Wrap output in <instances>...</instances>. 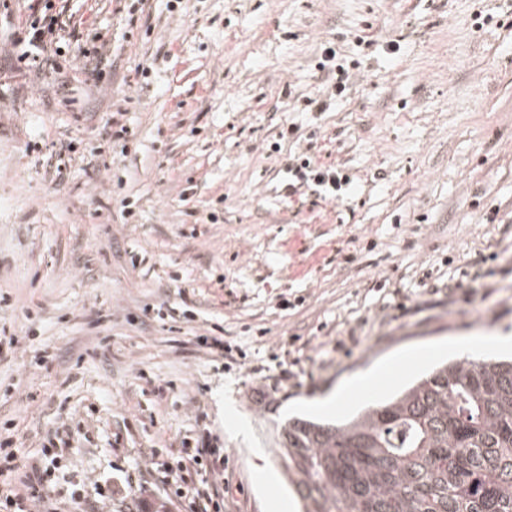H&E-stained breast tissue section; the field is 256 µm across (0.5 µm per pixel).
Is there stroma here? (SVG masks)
<instances>
[{
    "label": "stroma",
    "instance_id": "1",
    "mask_svg": "<svg viewBox=\"0 0 512 512\" xmlns=\"http://www.w3.org/2000/svg\"><path fill=\"white\" fill-rule=\"evenodd\" d=\"M166 4L136 0L131 30L112 0H67L111 37L110 78L84 85L19 70L28 4L0 0V326L20 338L0 362V423L15 421L26 457L68 428L55 497L136 512L161 498L147 453L180 448L204 412L236 486L224 512H274L298 500L273 443L285 420L348 419L459 359L453 340L512 337V0ZM329 43L359 67L311 112L335 81L318 66ZM119 111L124 152L104 128ZM67 141L59 174L45 147ZM301 154L351 174L342 201L271 192ZM183 291L241 356L216 363L189 330L127 322ZM408 351L341 409H311ZM136 471L147 492L110 494Z\"/></svg>",
    "mask_w": 512,
    "mask_h": 512
}]
</instances>
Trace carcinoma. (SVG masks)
Masks as SVG:
<instances>
[{
	"mask_svg": "<svg viewBox=\"0 0 512 512\" xmlns=\"http://www.w3.org/2000/svg\"><path fill=\"white\" fill-rule=\"evenodd\" d=\"M305 512H512V359L449 361L352 421L288 419Z\"/></svg>",
	"mask_w": 512,
	"mask_h": 512,
	"instance_id": "obj_1",
	"label": "carcinoma"
}]
</instances>
